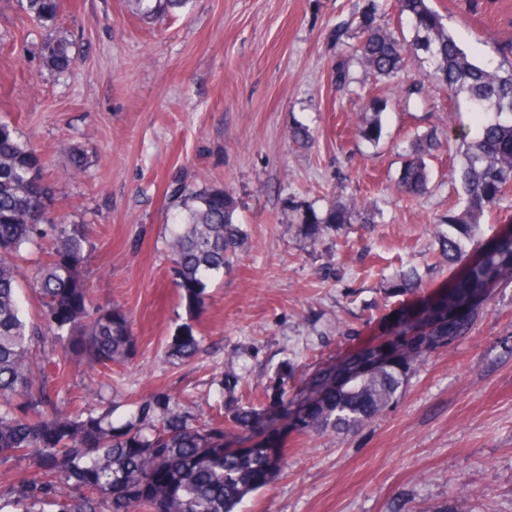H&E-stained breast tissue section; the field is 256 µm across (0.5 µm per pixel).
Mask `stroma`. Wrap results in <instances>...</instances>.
<instances>
[{"mask_svg": "<svg viewBox=\"0 0 512 512\" xmlns=\"http://www.w3.org/2000/svg\"><path fill=\"white\" fill-rule=\"evenodd\" d=\"M362 0H193L187 14L148 21L126 0H63L61 23L75 63L55 75L36 49L46 31L17 0H0V120L46 162L57 209L84 225V276L94 303L126 309L138 349L99 384L114 424L141 398L185 394L207 408L218 381L335 365L385 335L402 297L386 292L403 266L424 285L457 272L436 244L454 189L464 135L476 116L431 89L406 111L397 92L378 144L360 139L365 102L337 92L340 53L331 28ZM470 58L512 44V0H433ZM308 126L306 147L288 137ZM437 130L451 152L431 160L426 194L392 195L406 140ZM85 165L71 175V153ZM220 187L235 198L245 241L189 315L166 248L179 185ZM363 218L311 233L305 216L349 200ZM191 327L203 350L169 357L171 336ZM79 362L50 371L60 406L90 384ZM272 484L236 512H434L459 489L471 512H512V287L494 289L470 336L431 354L392 408L356 434L283 442Z\"/></svg>", "mask_w": 512, "mask_h": 512, "instance_id": "obj_1", "label": "stroma"}]
</instances>
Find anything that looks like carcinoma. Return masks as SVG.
<instances>
[{
    "mask_svg": "<svg viewBox=\"0 0 512 512\" xmlns=\"http://www.w3.org/2000/svg\"><path fill=\"white\" fill-rule=\"evenodd\" d=\"M136 14L153 19L187 6L189 0H127ZM21 8L47 30L38 46L43 68L64 72L73 63L72 39L60 26V0H18ZM412 37L394 31L387 0H364L330 37L349 48L336 59L331 81L349 89L352 67L371 75L366 112L358 135L379 142L387 100L381 86L396 83L409 104L426 86L465 97L480 117L477 133L462 141L460 210H448L451 231L438 237L448 263L462 266L453 283L423 302L397 312L389 339L368 345L339 369L320 371L297 408L284 401L282 373L261 395L234 401L210 415L168 394L136 403L130 420L114 426L108 412L94 413L72 398L59 409L48 392L44 373L56 364L50 356L31 359L32 347L46 334L55 337L67 358H81L112 370L137 350L128 313L117 305L95 307L90 316L89 289L82 278L87 245L81 224L59 219L53 208V184L43 173L36 149L18 139L0 121V465L26 462L34 473L20 472L0 488V512H234L249 494L272 483L282 466L281 434H343L358 431L397 401L400 389L426 356L468 335L493 288L512 282V232H502L467 260L466 244L475 242L483 217L512 193V46L498 50V62L471 59L448 31L431 0H395ZM358 38V44L349 40ZM423 59V77L405 80L407 57ZM450 148L433 132L417 135L404 150L396 178L399 193L417 197L430 183L429 159ZM180 209L167 241L176 288L186 308L204 305L205 281L228 267L244 242L234 222L236 203L221 188L173 191ZM358 202L334 204L309 213L312 231L331 230L355 219ZM31 244L44 259L29 281L40 297L43 324L24 318L18 301L15 257ZM422 280L413 267L389 285L395 296L417 293ZM202 340L189 328L171 337L169 356L189 360ZM267 434L261 446L226 448L224 437L245 439Z\"/></svg>",
    "mask_w": 512,
    "mask_h": 512,
    "instance_id": "1",
    "label": "carcinoma"
}]
</instances>
